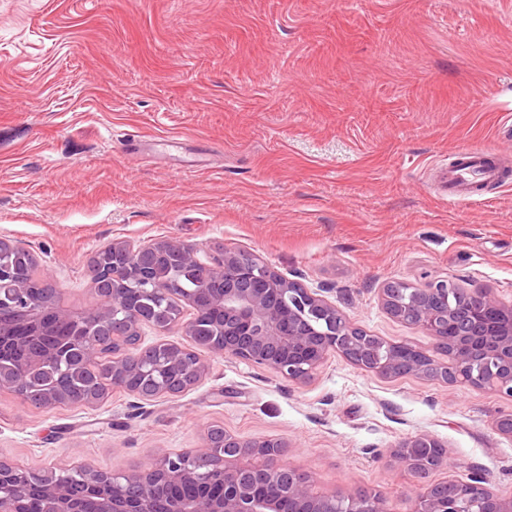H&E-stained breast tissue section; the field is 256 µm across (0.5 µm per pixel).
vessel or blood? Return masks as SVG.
<instances>
[{
	"label": "vessel or blood",
	"instance_id": "obj_1",
	"mask_svg": "<svg viewBox=\"0 0 512 512\" xmlns=\"http://www.w3.org/2000/svg\"><path fill=\"white\" fill-rule=\"evenodd\" d=\"M459 160V165L446 166L441 170L444 179L443 193L449 201L468 200L476 184L502 183L501 169L488 158L484 149L463 148L459 152Z\"/></svg>",
	"mask_w": 512,
	"mask_h": 512
}]
</instances>
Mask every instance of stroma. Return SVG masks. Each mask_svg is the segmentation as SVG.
I'll return each mask as SVG.
<instances>
[{"label": "stroma", "mask_w": 512, "mask_h": 512, "mask_svg": "<svg viewBox=\"0 0 512 512\" xmlns=\"http://www.w3.org/2000/svg\"><path fill=\"white\" fill-rule=\"evenodd\" d=\"M512 0H0V238L30 250L61 306L93 302L113 241L249 251L346 317L439 358L383 310L392 281L453 278L512 302V183L448 202L433 169L479 146L512 173ZM181 394L111 391L40 408L0 391V459L124 473L220 426L287 442L330 494L407 512L391 451L427 434L512 497V400L328 356L304 384L212 356Z\"/></svg>", "instance_id": "stroma-1"}]
</instances>
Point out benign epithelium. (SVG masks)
<instances>
[{
  "label": "benign epithelium",
  "instance_id": "obj_1",
  "mask_svg": "<svg viewBox=\"0 0 512 512\" xmlns=\"http://www.w3.org/2000/svg\"><path fill=\"white\" fill-rule=\"evenodd\" d=\"M0 250V344L22 348L18 365L0 361V391L18 393L30 373L60 360L64 347L40 340L58 325L92 324L98 336L81 350V361L112 378V388L141 398L176 395L207 372L203 353L263 366L278 377L302 384L328 356L337 353L358 368L386 378L416 375L449 384L475 386L473 366L490 370L487 389L512 400V303L487 289L459 288L448 278L394 288L380 296L395 321L425 331L451 345L448 363H436L406 342H389L352 323L335 304L290 280L256 255L226 249L206 265L198 288L180 293L178 276L200 264L197 249L170 238L144 244L112 243V267L91 264L93 304L80 312L60 306L55 293L41 295L24 284ZM191 318L182 321L184 307ZM209 322L208 337L198 321ZM182 324L190 344L141 346L142 328L165 331ZM69 396L60 375L35 392L39 407ZM287 444L280 439L242 440L212 428L202 449H160L145 466L107 473L83 465L66 471H28L0 459V512L18 505L37 486L43 512H81L86 488L100 490L98 512H388L373 491L320 494L311 474L282 464ZM444 445L429 435L401 443L393 459L426 474L442 466ZM482 501L454 497L448 482L427 483L407 492L410 512H512L476 474Z\"/></svg>",
  "mask_w": 512,
  "mask_h": 512
}]
</instances>
